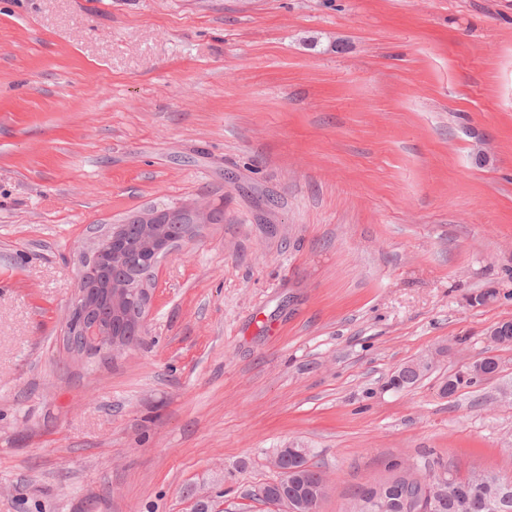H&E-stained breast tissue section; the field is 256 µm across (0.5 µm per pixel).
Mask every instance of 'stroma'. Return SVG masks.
<instances>
[{"label":"stroma","mask_w":512,"mask_h":512,"mask_svg":"<svg viewBox=\"0 0 512 512\" xmlns=\"http://www.w3.org/2000/svg\"><path fill=\"white\" fill-rule=\"evenodd\" d=\"M194 202L141 344L67 353L82 256ZM508 319L512 0H0V512H260L294 441L321 512L397 462L512 476ZM477 364V366H475ZM468 370V373L473 376L474 380L479 379L480 381L486 380V378L489 377L488 373L484 372V368L480 366V361L473 363L471 366H469V369L467 368L465 371H459L456 372L454 375L448 378V381L443 383V392L448 391V387H451L457 393L466 387H470L476 383L472 382L470 378H468V373L466 372Z\"/></svg>","instance_id":"obj_1"}]
</instances>
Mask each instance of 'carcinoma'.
I'll list each match as a JSON object with an SVG mask.
<instances>
[{
	"mask_svg": "<svg viewBox=\"0 0 512 512\" xmlns=\"http://www.w3.org/2000/svg\"><path fill=\"white\" fill-rule=\"evenodd\" d=\"M115 261L127 272L140 277L150 272V265L139 239L127 232L122 237L119 254ZM106 262L97 253L82 261L80 275L87 288H99L106 275ZM423 374L406 367L401 368L399 378L387 382L393 390L415 386ZM386 484L391 486L394 498H383L369 507L364 502L365 487H359L350 503L349 512H512V476L474 472L461 479L445 465L423 471L415 465H395ZM268 492L272 496H288L304 502L300 512H320L321 504L328 494V486L322 484V473L312 463L297 473L290 485L271 484Z\"/></svg>",
	"mask_w": 512,
	"mask_h": 512,
	"instance_id": "1",
	"label": "carcinoma"
}]
</instances>
